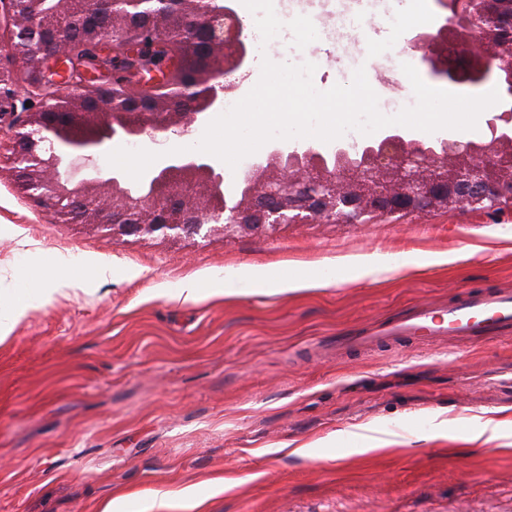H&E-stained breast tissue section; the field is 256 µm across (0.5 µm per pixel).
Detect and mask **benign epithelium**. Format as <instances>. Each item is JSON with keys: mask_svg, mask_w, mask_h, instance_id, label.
Masks as SVG:
<instances>
[{"mask_svg": "<svg viewBox=\"0 0 512 512\" xmlns=\"http://www.w3.org/2000/svg\"><path fill=\"white\" fill-rule=\"evenodd\" d=\"M142 3L54 0L51 9L39 11L31 0H0V17L22 32L19 40L14 34L0 37V128L7 127L10 134L0 140V158L12 164L19 189L33 193L37 204L55 217L85 211L88 224L114 237L157 233L180 240L273 230L283 224H368L378 215L512 210V29L507 34L502 29V0H438V22L414 31L407 40L410 51L420 54L437 78L469 87L498 84L500 102L489 111L482 141L408 139L398 126L378 139L338 142L330 148L277 141L243 171L242 194L230 203L222 200L217 184L199 186L184 179L193 172L214 173L213 161L200 152L177 154L152 172L150 180L167 186L160 199L131 194L120 186L119 175L104 179L96 172L78 181L44 177V171L58 165L55 152L22 145L44 132L45 115H63L65 104L79 100L87 78L111 86L122 77L149 90L162 85L182 65V58L163 55L170 35L189 32L204 62L197 101L178 114H141L112 136L147 135L154 141L165 132L187 136L209 110L239 90L240 84L224 81V75L246 68L251 50L231 0H172L182 27L161 26L160 35L148 43L140 42L125 24L92 33L88 42L97 56L109 55V47L120 44L125 63L72 81L66 47L47 35L49 23L61 19L73 4L89 15L115 17L138 13ZM21 79L40 96L34 111H18L16 86ZM88 116L92 129L71 124L67 135L98 153L103 142L93 131L123 123L127 113L109 99Z\"/></svg>", "mask_w": 512, "mask_h": 512, "instance_id": "obj_1", "label": "benign epithelium"}]
</instances>
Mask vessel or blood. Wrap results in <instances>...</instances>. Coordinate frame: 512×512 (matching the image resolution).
I'll list each match as a JSON object with an SVG mask.
<instances>
[{"mask_svg":"<svg viewBox=\"0 0 512 512\" xmlns=\"http://www.w3.org/2000/svg\"><path fill=\"white\" fill-rule=\"evenodd\" d=\"M512 336V291L491 290L459 299L450 306L426 305L390 319L369 333H353L336 340L337 350H370L400 339L438 340L446 336Z\"/></svg>","mask_w":512,"mask_h":512,"instance_id":"b4317fda","label":"vessel or blood"}]
</instances>
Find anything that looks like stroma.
I'll return each instance as SVG.
<instances>
[{"instance_id": "obj_1", "label": "stroma", "mask_w": 512, "mask_h": 512, "mask_svg": "<svg viewBox=\"0 0 512 512\" xmlns=\"http://www.w3.org/2000/svg\"><path fill=\"white\" fill-rule=\"evenodd\" d=\"M319 38L290 30L267 56L316 64L325 91L371 73L387 116L402 64L432 77L406 42L396 0L374 11L311 12ZM389 257L360 275L363 255ZM76 286L35 302L0 341V512H512V429L472 438V419L512 414V339L456 336L342 357L345 332L414 306L512 290V213L432 211L370 224H288L172 243L110 237L54 217L0 162V304L33 267ZM112 265L98 281L88 262ZM333 273L325 288L228 298L164 296L188 279L240 266ZM192 489L188 510L178 493Z\"/></svg>"}]
</instances>
